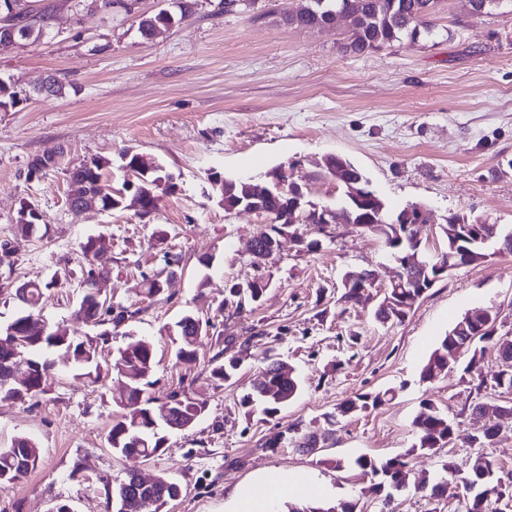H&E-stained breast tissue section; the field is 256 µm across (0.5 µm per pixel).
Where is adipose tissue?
I'll return each instance as SVG.
<instances>
[{"instance_id":"ef3b65f1","label":"adipose tissue","mask_w":512,"mask_h":512,"mask_svg":"<svg viewBox=\"0 0 512 512\" xmlns=\"http://www.w3.org/2000/svg\"><path fill=\"white\" fill-rule=\"evenodd\" d=\"M323 492L312 473L302 471L287 476L279 471H265L234 489L227 512H282L288 497H318Z\"/></svg>"}]
</instances>
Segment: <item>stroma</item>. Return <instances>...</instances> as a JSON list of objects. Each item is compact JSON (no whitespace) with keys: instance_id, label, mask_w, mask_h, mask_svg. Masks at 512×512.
Segmentation results:
<instances>
[{"instance_id":"obj_1","label":"stroma","mask_w":512,"mask_h":512,"mask_svg":"<svg viewBox=\"0 0 512 512\" xmlns=\"http://www.w3.org/2000/svg\"><path fill=\"white\" fill-rule=\"evenodd\" d=\"M303 2L255 0L227 12L219 0H198L192 17L146 40L138 18L164 0H134L129 13L91 10V0H31L54 16L44 37L0 47V79L23 93L16 108L0 112V241L15 251L14 278H64V287L47 293L41 316L82 338L100 329L72 318L81 270L90 263L109 270L105 289L113 303L140 315L125 333L111 335L102 363L133 334L157 351L152 397L179 390L207 402L190 428L165 429L160 456H125L106 441L112 423L131 411L122 402L123 382L113 374L96 383L76 377L62 353H53L45 394L19 400L0 393V448L21 435L41 448L37 468L0 490V512H56L62 503L72 512H113L105 487L132 471L160 472L180 485L170 512H224L235 486L269 469L314 472L339 500L379 512L358 471L325 461L404 453L428 400L461 416L459 437L437 453L411 457L409 477L443 479L445 490L433 499L403 491L396 512H459L464 488L442 465L465 469L474 453L467 436L485 425H498L500 434L484 454L500 474L512 473V419L497 413L512 394L475 391L459 369L431 384L420 379L441 337L467 310L500 309L512 332V253L487 244L483 261L451 271L403 323L383 324L374 312L394 264L378 237L340 222L318 250L285 247L254 266L250 244L264 219L226 213L210 180L217 173L263 184L281 170L306 185L312 201L333 205L339 193L322 160L334 154L359 167L390 208L424 206L428 221L417 232L428 249L441 247L454 213L512 226V9L477 15L467 0H440L435 37L356 55L341 49L347 22L314 31L284 24ZM261 11L265 19L253 22ZM50 75L64 83L62 95H39ZM125 150L173 173L175 192H158L146 219L131 208L71 210L66 168L105 157L118 187L127 176L120 168ZM36 155L59 163L30 180L27 163ZM24 199L42 221L28 236L12 223ZM160 228L166 240L156 237ZM99 234L113 247L86 261L80 245ZM168 254L181 258L176 278L163 295L144 298L142 274L161 271ZM363 268L377 274L372 300H342L343 274ZM258 275L269 287L257 308L218 311L230 282ZM189 312L214 326L185 365L164 329ZM231 356L240 360L236 382L208 381L212 360ZM268 356L294 368L301 390L263 421L239 400ZM387 388L394 399L343 418L330 447L305 455L287 444L264 445L290 425L321 426L340 402ZM476 401L484 414L468 412Z\"/></svg>"}]
</instances>
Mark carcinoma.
I'll use <instances>...</instances> for the list:
<instances>
[{
  "instance_id": "obj_1",
  "label": "carcinoma",
  "mask_w": 512,
  "mask_h": 512,
  "mask_svg": "<svg viewBox=\"0 0 512 512\" xmlns=\"http://www.w3.org/2000/svg\"><path fill=\"white\" fill-rule=\"evenodd\" d=\"M14 13L0 9V16H9V21L19 26V29L49 27L52 21L51 14L38 11L31 7L29 0H11ZM438 0H308L307 4L296 12H288L285 21L305 29H323L336 12L350 11L356 15L346 36L343 48L354 54L391 46L404 39L416 40L422 35H434L437 24L434 22L435 8ZM109 160L103 157H90L82 160L78 165L67 171L68 183L72 195L81 198L90 194L97 198V205L105 212L127 207L123 195L112 188L109 183L107 168ZM171 173L163 166L156 165L147 177V183L142 185V211L138 215L142 218L151 215V194L160 186L168 184ZM219 192L224 210L230 211L239 206L244 200L245 186L237 179H223V186L216 188ZM285 196L280 193L270 195L255 203V211L272 221L269 236L273 232L281 234L283 231V208ZM403 209L395 211L388 207L383 210L369 209L358 204L350 207L352 222L355 224H371L377 222L387 225V229L380 231L370 228L368 232L380 237L388 249L389 255L398 256L404 252L419 255L420 260L428 264L431 275L448 264V256L453 254L454 245L467 247L478 255H483V241L470 235L460 239L447 237V246L441 252L429 256L418 252L417 244L413 241L412 232L401 226L394 229L392 224L399 221ZM333 219L331 208L320 206L309 209L302 214L301 222L312 224L317 231ZM112 249V238L105 235L90 236L81 244L84 256H95ZM25 293L21 303L30 308V312L11 322L24 347L34 353L47 351H61L68 356L73 367L82 372L85 377L96 375L101 377V363L99 360V341H104L110 334L105 330L99 337H88L83 341L75 342L69 336L67 329L61 325L45 326V321L35 314L41 303L43 290L50 284L35 281H25ZM165 280L156 273L142 278V294L153 299L163 292ZM265 285L261 281L254 282L251 287L238 294L235 289L228 291L224 302L218 311L230 307L240 313L249 305L260 302ZM427 293V289L415 285L413 288H389L383 294V305L375 311V318L386 324L401 323L411 310ZM491 316L475 323L471 331L475 332L471 345L472 355L464 368L472 380L476 381L475 390L481 391L490 386L496 389L512 390V335L500 333L497 326V315L493 308H487ZM141 313V309H130L119 305L106 307L98 303L93 296L85 294L75 308V314L86 322L98 326L109 325L116 329L128 323ZM466 317L459 318L439 341L427 363L420 372L424 382H433L456 368L458 360L450 357L451 349L456 345L459 337L458 329L465 322ZM212 327L210 320L197 325L196 314L188 313L175 323L172 343L176 347L175 355L178 361L191 364L195 360V344L200 335ZM496 350L499 358H508L511 364L504 365L492 377L484 376L479 368V361L487 348ZM35 369L23 387L13 389L12 394L22 399L35 397L46 392L45 374L54 366V361L47 358L34 360ZM156 365L155 349L152 343L134 336L127 337L125 344L118 349L114 360L113 370L122 376L127 383V399L134 402H143V407L131 415L112 424L107 433V444L113 451L126 456H140L151 459L163 452L165 437L159 435L158 425L164 423L172 427L176 423L183 425L193 423L206 408V402L187 396L184 393L173 391L165 400L159 401L146 394L149 386L148 378ZM237 363L229 358L224 361L213 360L209 371V379L213 382H228L233 379ZM300 392V381L293 369L285 370L269 362L263 371L262 379L245 392L240 405L251 415L259 413L264 418H272L288 405ZM394 395V391L387 389L374 393H362L353 399L346 400L336 407V413L325 418V425L315 430L305 432L292 429L293 436L287 438L280 433L265 442L267 448H277L283 441H288L294 448L303 452L318 440L326 441L333 436L332 426L336 424L337 417H345L351 413H361L384 404L387 398ZM416 429V442L405 453L387 458H378L370 455H360L351 461V466L360 476L369 480L368 492L385 505L388 499H395L396 494L408 486L409 473L408 458L413 455L437 451L452 443L459 432L461 421L451 419L438 405L429 402L413 421ZM40 449L37 444L27 437H16L8 448H0V490H5L34 470L40 462ZM467 475L472 478L471 486L465 487L462 512H490L491 504L500 501L512 500V475L503 476L497 473L493 462L488 457L477 454L470 458L467 466ZM414 490L422 496L435 498L442 495L443 484L438 481L431 483L421 479L414 483ZM179 496L176 483L165 474L156 475L152 483L143 490H132L131 500L125 504V512H168V504ZM358 503L343 501L330 506H290L288 512H357Z\"/></svg>"
}]
</instances>
